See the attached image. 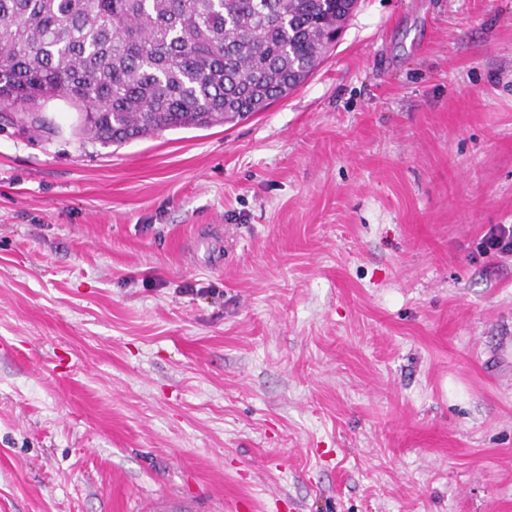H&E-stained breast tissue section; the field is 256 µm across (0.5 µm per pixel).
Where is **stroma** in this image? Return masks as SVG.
<instances>
[{"label":"stroma","mask_w":512,"mask_h":512,"mask_svg":"<svg viewBox=\"0 0 512 512\" xmlns=\"http://www.w3.org/2000/svg\"><path fill=\"white\" fill-rule=\"evenodd\" d=\"M0 117V512H512V0H359L285 99ZM483 238L486 252L501 255L512 253L511 224H493Z\"/></svg>","instance_id":"obj_1"}]
</instances>
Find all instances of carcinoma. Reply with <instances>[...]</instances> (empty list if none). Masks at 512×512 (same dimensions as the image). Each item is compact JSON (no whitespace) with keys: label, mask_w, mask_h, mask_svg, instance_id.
I'll return each instance as SVG.
<instances>
[{"label":"carcinoma","mask_w":512,"mask_h":512,"mask_svg":"<svg viewBox=\"0 0 512 512\" xmlns=\"http://www.w3.org/2000/svg\"><path fill=\"white\" fill-rule=\"evenodd\" d=\"M356 2L0 0V106L61 97L106 143L234 123L304 82Z\"/></svg>","instance_id":"cac0c4a2"}]
</instances>
